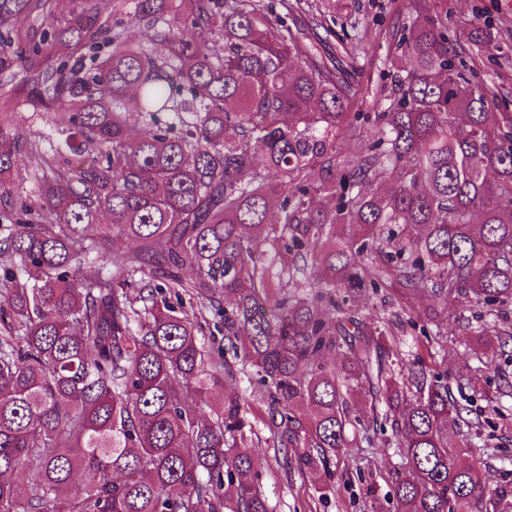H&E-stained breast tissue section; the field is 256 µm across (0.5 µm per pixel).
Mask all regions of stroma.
Wrapping results in <instances>:
<instances>
[{
	"instance_id": "1",
	"label": "stroma",
	"mask_w": 512,
	"mask_h": 512,
	"mask_svg": "<svg viewBox=\"0 0 512 512\" xmlns=\"http://www.w3.org/2000/svg\"><path fill=\"white\" fill-rule=\"evenodd\" d=\"M448 35L459 38L464 60L470 72L493 91L491 106L497 112L512 113V0H446ZM406 0H299L297 17L301 22L318 19L336 31L332 47L347 44L352 48L357 66L352 77L359 87L351 105L355 112H377L384 105L387 87L384 63L394 52L391 32L402 23ZM15 123L27 141L20 147L11 182L15 193L24 197L38 194L40 184L33 175L29 151L48 149L56 128L65 126L68 112H19ZM361 315L382 316L397 336L403 352L426 353L435 337L447 342L444 366L451 379L475 378L482 392L461 387L459 399L468 409L470 421L479 424L480 443L488 444L482 455L484 481L492 487L512 485V392H502L504 379L512 380V339L504 348L477 350L473 337L467 336V322L477 321L480 309L466 301L446 306L437 325L425 323L417 302L398 303L391 291L360 300ZM234 379L220 377L205 396L192 401L203 413H210L224 397H238L259 437L252 449L261 487L271 512H368L370 502L366 486L370 480L385 482L397 459L385 454L381 443L366 446L354 442L339 463L343 479L335 491L322 488L319 472L299 473L284 466L281 456L268 448L265 440L268 405L254 371L242 359H231Z\"/></svg>"
}]
</instances>
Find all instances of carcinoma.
Here are the masks:
<instances>
[{"label":"carcinoma","mask_w":512,"mask_h":512,"mask_svg":"<svg viewBox=\"0 0 512 512\" xmlns=\"http://www.w3.org/2000/svg\"><path fill=\"white\" fill-rule=\"evenodd\" d=\"M49 2L0 0V512H270L240 401L208 418L187 401L214 371L234 373L165 287L224 315L228 349L265 390L269 446L285 459L300 449L297 470L322 471L324 490L351 440L389 430L393 512H512V487H488L481 463L463 461L472 433L448 439V420L466 421L448 374L401 357L388 323L355 307L390 282L427 303L430 322L435 299L484 309L470 331L485 347L512 336L498 315L512 303V113L490 111L489 87L467 75L445 7L408 0L386 106L352 112L351 73L316 50L335 32L306 42L286 24L292 0L278 13L262 0H114L110 25L99 0H70L29 35ZM185 28L220 37L184 41ZM100 39L108 55L83 56ZM15 67L24 100L9 88ZM24 106L70 109L52 160L34 157L43 189L30 202L7 182ZM131 112L147 127L138 139ZM362 123L374 139L336 161V140ZM104 214L107 248L88 235ZM338 224L357 232L338 239ZM99 251L107 280L83 266ZM148 262L164 284L133 297L128 277Z\"/></svg>","instance_id":"obj_1"}]
</instances>
